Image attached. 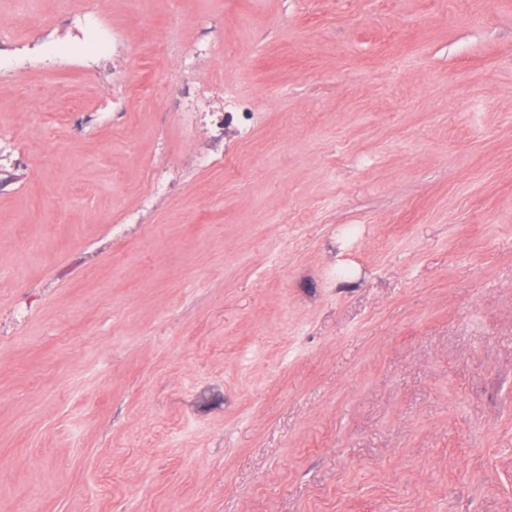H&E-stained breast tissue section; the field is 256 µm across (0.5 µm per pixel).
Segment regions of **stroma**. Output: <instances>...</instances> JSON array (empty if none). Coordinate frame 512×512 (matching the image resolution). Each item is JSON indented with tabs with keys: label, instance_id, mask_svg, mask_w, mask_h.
I'll use <instances>...</instances> for the list:
<instances>
[{
	"label": "stroma",
	"instance_id": "obj_1",
	"mask_svg": "<svg viewBox=\"0 0 512 512\" xmlns=\"http://www.w3.org/2000/svg\"><path fill=\"white\" fill-rule=\"evenodd\" d=\"M94 3L0 0V512H512V0ZM68 19H75L79 24V41L76 44L80 50L93 46L95 53L103 54L110 49L112 44V57L121 50L120 36L101 21L95 9L88 2L72 10ZM233 112H224L223 108L219 112H183L182 120L189 128L197 127L206 119L211 123L213 137L219 143V149L213 154H206L198 157L197 165L201 168H209L213 165L224 163V129L233 119ZM231 118V120H230Z\"/></svg>",
	"mask_w": 512,
	"mask_h": 512
}]
</instances>
